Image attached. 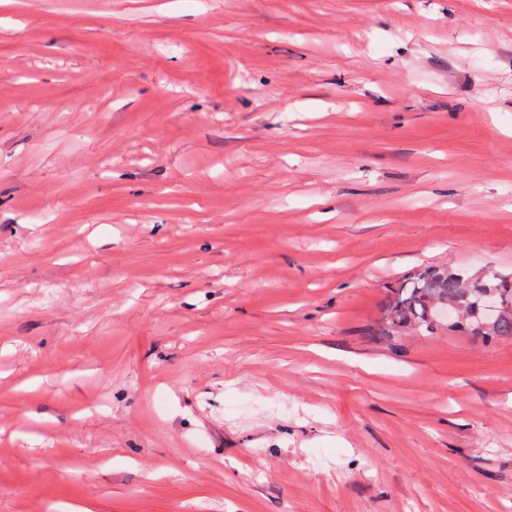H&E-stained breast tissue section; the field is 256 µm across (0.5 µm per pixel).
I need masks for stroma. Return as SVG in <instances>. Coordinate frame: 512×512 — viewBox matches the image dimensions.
Instances as JSON below:
<instances>
[{"label":"stroma","instance_id":"obj_1","mask_svg":"<svg viewBox=\"0 0 512 512\" xmlns=\"http://www.w3.org/2000/svg\"><path fill=\"white\" fill-rule=\"evenodd\" d=\"M512 0H0V512H512ZM487 295L498 302L493 316L484 310ZM448 310L450 315L442 314ZM439 330L481 336L485 342L512 336V274L495 270L470 274L448 265H430L390 289L379 336H433Z\"/></svg>","mask_w":512,"mask_h":512}]
</instances>
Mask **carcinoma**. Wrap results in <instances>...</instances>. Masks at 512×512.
<instances>
[{
	"mask_svg": "<svg viewBox=\"0 0 512 512\" xmlns=\"http://www.w3.org/2000/svg\"><path fill=\"white\" fill-rule=\"evenodd\" d=\"M441 330L480 336L486 342L512 336V274H470L446 265L424 266L390 289L382 309V336Z\"/></svg>",
	"mask_w": 512,
	"mask_h": 512,
	"instance_id": "carcinoma-1",
	"label": "carcinoma"
}]
</instances>
